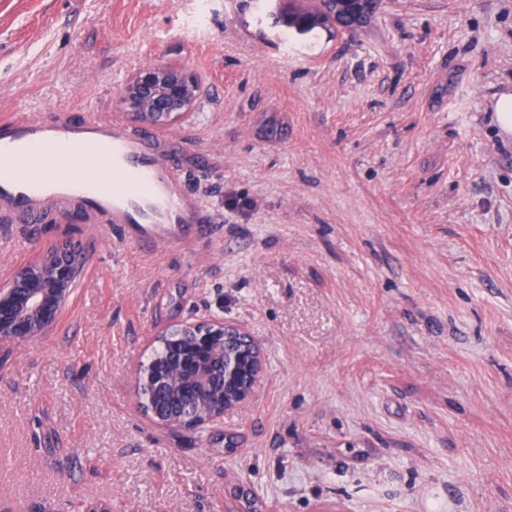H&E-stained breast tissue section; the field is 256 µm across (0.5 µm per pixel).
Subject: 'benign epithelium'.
I'll return each mask as SVG.
<instances>
[{"label": "benign epithelium", "instance_id": "obj_1", "mask_svg": "<svg viewBox=\"0 0 512 512\" xmlns=\"http://www.w3.org/2000/svg\"><path fill=\"white\" fill-rule=\"evenodd\" d=\"M380 0H319V6L302 13L289 9L288 23L357 30L376 12ZM201 81L179 65L157 64L133 72L125 81L119 103L141 124L174 123L188 112L200 96ZM83 258L64 246L55 247L38 261L19 269L0 286V338L24 340L39 335L58 317L81 269ZM233 336L241 342L238 352L224 362V381L234 387L224 409L247 404L262 377L264 357L260 347L238 326L223 321H200L163 334L162 348L182 351L193 346L199 354L218 344L217 337ZM187 379L181 369L160 374L150 370L138 376L139 387H153L164 394L182 395ZM146 412L161 424L173 428L200 427L193 415L169 417L160 406Z\"/></svg>", "mask_w": 512, "mask_h": 512}]
</instances>
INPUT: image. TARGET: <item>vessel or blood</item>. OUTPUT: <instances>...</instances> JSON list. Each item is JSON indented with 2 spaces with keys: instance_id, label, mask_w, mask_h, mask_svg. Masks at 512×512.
Wrapping results in <instances>:
<instances>
[{
  "instance_id": "b4317fda",
  "label": "vessel or blood",
  "mask_w": 512,
  "mask_h": 512,
  "mask_svg": "<svg viewBox=\"0 0 512 512\" xmlns=\"http://www.w3.org/2000/svg\"><path fill=\"white\" fill-rule=\"evenodd\" d=\"M176 145L118 118H1L0 222L36 224L76 208L87 224L118 225L138 248L190 249L213 216L188 189Z\"/></svg>"
}]
</instances>
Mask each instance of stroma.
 I'll return each instance as SVG.
<instances>
[{
    "label": "stroma",
    "mask_w": 512,
    "mask_h": 512,
    "mask_svg": "<svg viewBox=\"0 0 512 512\" xmlns=\"http://www.w3.org/2000/svg\"><path fill=\"white\" fill-rule=\"evenodd\" d=\"M287 0H0V117H124L153 64L203 91L168 134L213 212L191 252L74 213L0 223V284L85 264L41 335L0 340V512H512V0H382L364 28ZM241 327L250 403L155 422L161 332ZM493 110L497 125L504 135L512 132V94L503 93L494 102Z\"/></svg>",
    "instance_id": "obj_1"
}]
</instances>
